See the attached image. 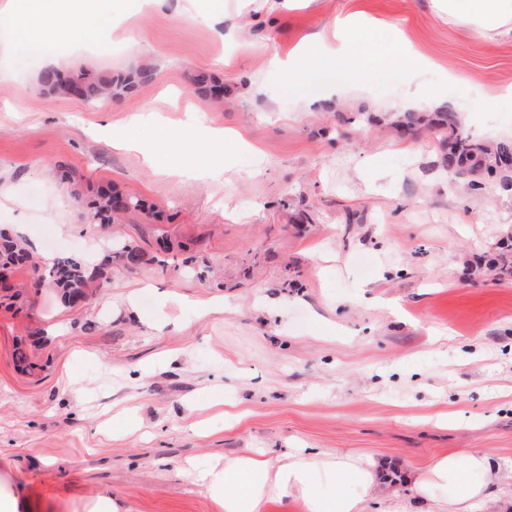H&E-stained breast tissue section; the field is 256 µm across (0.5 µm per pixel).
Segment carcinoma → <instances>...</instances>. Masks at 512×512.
<instances>
[{"mask_svg": "<svg viewBox=\"0 0 512 512\" xmlns=\"http://www.w3.org/2000/svg\"><path fill=\"white\" fill-rule=\"evenodd\" d=\"M153 67L144 64L133 75L92 74L88 71H65L54 67L43 70L39 76L41 89L49 95H61L85 101L118 97L133 87L135 81L146 82L153 78ZM191 83L202 95L221 97L224 89L217 79L207 72L192 75ZM389 125L406 135L421 128H433L445 134L441 141V163L457 173H469L477 179L468 183L472 191H479L487 184L512 191V140L502 139L492 143L475 141L465 134L457 112L447 109L438 112H390L384 117ZM141 207L139 200L118 190L101 192L90 204L89 219L92 224H110L127 211ZM127 270H136L144 262L141 248L130 242L119 246L115 256H106L91 264L83 259L66 256L56 258L47 272L50 285L62 301L74 307L88 297L91 286L102 288L110 281L112 260ZM30 262L29 253L6 232H0V290H12L13 270ZM490 270L499 278H512V243L502 244L492 259Z\"/></svg>", "mask_w": 512, "mask_h": 512, "instance_id": "cac0c4a2", "label": "carcinoma"}]
</instances>
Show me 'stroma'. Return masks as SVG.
Segmentation results:
<instances>
[{
	"mask_svg": "<svg viewBox=\"0 0 512 512\" xmlns=\"http://www.w3.org/2000/svg\"><path fill=\"white\" fill-rule=\"evenodd\" d=\"M94 41L49 36L63 70L150 82L112 100L44 94V55L0 47V230L40 260L0 304V499L10 512H224L200 480L243 450L310 448L372 457L382 512L397 493L415 512L416 471L440 454L482 450L512 512V278L480 265L512 235V193L465 190L440 163V135L399 136L375 115L406 92L458 112L480 140L512 138V27L479 34L440 21L433 0H323L294 7L244 45L223 23L170 0L112 39L101 4ZM368 16L377 61L364 72L320 57L303 80L270 70L307 33ZM429 64L405 75V45ZM214 71L224 95L196 93ZM134 127L169 131L170 172L116 147ZM245 147L189 159L212 130ZM66 165L80 189L60 180ZM114 186L140 200L121 223H90ZM144 262L65 306L38 271L74 255L97 262L116 241ZM36 367L22 371L17 345Z\"/></svg>",
	"mask_w": 512,
	"mask_h": 512,
	"instance_id": "stroma-1",
	"label": "stroma"
}]
</instances>
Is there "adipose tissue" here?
Masks as SVG:
<instances>
[{
  "label": "adipose tissue",
  "instance_id": "obj_1",
  "mask_svg": "<svg viewBox=\"0 0 512 512\" xmlns=\"http://www.w3.org/2000/svg\"><path fill=\"white\" fill-rule=\"evenodd\" d=\"M447 20L472 29L505 25L512 18L507 0H478L475 11L455 12L448 0H437ZM60 0H11L8 16L0 15V44L46 52L47 36L59 23ZM319 56L359 57L371 68L376 49L365 22L350 18L306 35L293 55L271 54L268 65L295 78L307 61ZM495 462L486 453L451 452L439 456L414 480L422 512H470L473 503L496 495ZM374 461L363 454L334 456L303 449L279 453H244L215 464L203 477L208 492L224 503V512H270L282 504H300L304 512H365L378 483Z\"/></svg>",
  "mask_w": 512,
  "mask_h": 512
}]
</instances>
